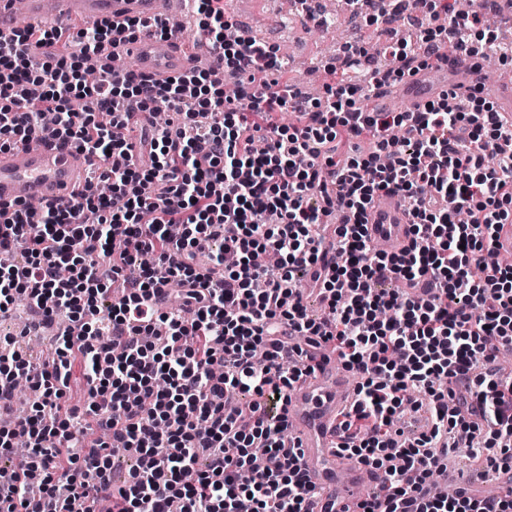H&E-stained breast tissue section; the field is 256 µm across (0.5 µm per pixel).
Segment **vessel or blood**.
Instances as JSON below:
<instances>
[{
    "label": "vessel or blood",
    "mask_w": 512,
    "mask_h": 512,
    "mask_svg": "<svg viewBox=\"0 0 512 512\" xmlns=\"http://www.w3.org/2000/svg\"><path fill=\"white\" fill-rule=\"evenodd\" d=\"M30 23L64 29L77 19H107L120 24L137 17L158 16V0H0V35L11 36L18 12ZM116 53L137 62L140 73L161 81L199 63L198 55L180 41L142 34L116 45ZM471 60L458 54L446 62L410 77L400 87L411 106L448 90L469 93L480 80ZM92 159L67 145L36 138L26 145L0 150V203L27 206L35 201H68L88 176ZM368 232L388 252H401L409 241L407 213L398 197H384L369 217ZM352 401L346 376L333 361L321 362L316 371L288 392V431L304 452L307 478L321 496L315 512H359L365 487L380 483L382 472H371L338 450L340 415Z\"/></svg>",
    "instance_id": "vessel-or-blood-1"
}]
</instances>
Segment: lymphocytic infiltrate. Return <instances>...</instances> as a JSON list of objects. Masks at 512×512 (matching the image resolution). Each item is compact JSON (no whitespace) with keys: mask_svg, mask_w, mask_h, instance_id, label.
Wrapping results in <instances>:
<instances>
[{"mask_svg":"<svg viewBox=\"0 0 512 512\" xmlns=\"http://www.w3.org/2000/svg\"><path fill=\"white\" fill-rule=\"evenodd\" d=\"M192 2L196 39L222 72L160 83L97 62L119 37L178 36L160 16L0 40V150L44 131L94 159L67 204L0 206V315L23 297L34 314L23 335L71 320L49 361L0 339V400L15 402L19 375L39 392L0 427L1 456L28 445L0 478V512H312L319 490L287 435L288 391L327 343L357 379L340 451L384 474L363 512H512V491L431 483L457 444L512 479V380L498 367L512 350V264L482 266L512 224V151L501 149L512 119L480 92L363 105L440 62L438 44L464 55L491 45L485 6L415 0L443 24L387 45L396 67L365 78L361 46L349 48L313 98L276 49L241 32L225 40L236 23L224 0ZM160 110L170 120L144 164L123 129L129 113ZM387 195L412 226L398 254L375 249L367 229ZM305 275L324 317L308 313ZM76 362L80 410L63 402ZM233 395L244 402L230 413ZM408 409L428 414V432L397 428ZM116 448L135 459L120 487Z\"/></svg>","mask_w":512,"mask_h":512,"instance_id":"obj_1","label":"lymphocytic infiltrate"}]
</instances>
